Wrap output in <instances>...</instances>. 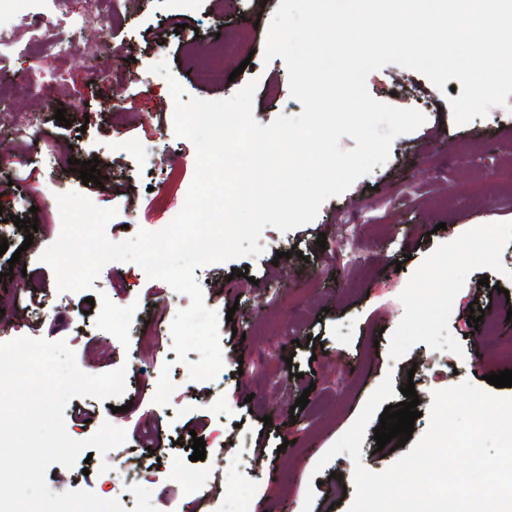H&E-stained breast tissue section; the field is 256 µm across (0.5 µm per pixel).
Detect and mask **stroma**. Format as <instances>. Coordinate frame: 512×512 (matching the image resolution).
<instances>
[{
	"label": "stroma",
	"instance_id": "obj_1",
	"mask_svg": "<svg viewBox=\"0 0 512 512\" xmlns=\"http://www.w3.org/2000/svg\"><path fill=\"white\" fill-rule=\"evenodd\" d=\"M280 0H114L116 24L92 26L79 53L32 47V25L67 33L49 0H16L11 47L0 55V131L14 115L33 118L24 138L8 147L0 171V239L20 251L18 264L0 257V343L27 337L64 341L79 368L100 374L124 368L132 384L113 400L77 396L64 409L68 434L81 440L109 422L124 430L109 455L93 452L73 468L51 465L53 492L86 490L118 500L129 512H349L354 465L348 454L316 470L320 456L352 425L385 375L413 384L420 404L415 436L430 425L434 392L460 382L480 384L501 371L481 356L469 335V306L496 320L507 343L512 309V95L486 117L456 124L451 89L396 64L370 72L366 87L377 100L415 108L425 117L398 136L385 165L357 179L320 208L313 229L283 233L268 227L256 256L211 263L194 275L209 309L222 315L224 367L211 380H194L189 352L181 362L172 346L168 301L188 308L186 294L148 278L133 262L105 265L90 292L58 291L43 251L61 231L57 194L77 191L96 206L115 209L110 241L138 230L164 229L183 208L196 168V150L174 132L169 82L186 96L223 100L257 80L253 116L263 125L303 107L289 91L282 58L263 62L233 48L240 30L263 49ZM199 34L196 55L176 35ZM226 44L224 71L233 81L206 85L196 73L214 35ZM114 55L112 73L97 79L87 61L101 42ZM166 62L167 75L150 67ZM64 110L57 122L55 110ZM42 164H33L34 146ZM98 159L104 185L83 184L57 164L58 153ZM38 219L27 235L15 219ZM325 246H318L319 235ZM31 246H24L25 237ZM248 277H240V270ZM499 285L489 292L482 279ZM128 310L115 333L109 306ZM160 323L151 344L146 324ZM311 347H303V340ZM308 394L305 409L295 408ZM271 425H264V417ZM206 441V458L191 461L193 436ZM165 447L166 458L156 450ZM202 472L190 491L181 469ZM138 470L135 487L124 484Z\"/></svg>",
	"mask_w": 512,
	"mask_h": 512
}]
</instances>
